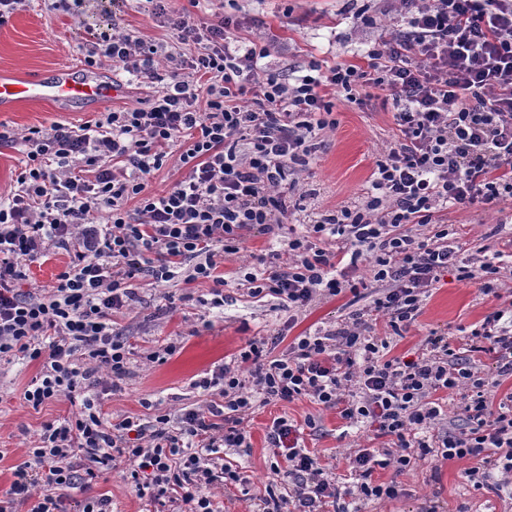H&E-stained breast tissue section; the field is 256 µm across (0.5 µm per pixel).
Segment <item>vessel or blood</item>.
<instances>
[{
	"label": "vessel or blood",
	"instance_id": "b4317fda",
	"mask_svg": "<svg viewBox=\"0 0 512 512\" xmlns=\"http://www.w3.org/2000/svg\"><path fill=\"white\" fill-rule=\"evenodd\" d=\"M117 77H103L93 69L61 66L38 78L0 77V111L21 103L50 102L64 110L79 109L87 103L112 101L123 89Z\"/></svg>",
	"mask_w": 512,
	"mask_h": 512
}]
</instances>
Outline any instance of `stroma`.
Instances as JSON below:
<instances>
[{
  "mask_svg": "<svg viewBox=\"0 0 512 512\" xmlns=\"http://www.w3.org/2000/svg\"><path fill=\"white\" fill-rule=\"evenodd\" d=\"M176 10H189L195 23L224 13L232 16L237 36L268 44L270 54L262 64L284 78L307 74L311 63L331 65L346 62L366 66L369 42L387 38L395 29L396 0H201L191 6L189 0H172ZM120 29L135 32L146 40L170 43L169 28L148 16L143 5L129 0L116 17ZM105 20L94 8L73 13L51 10L48 0H29L0 27V74L37 76L70 63H82L86 44L96 26ZM99 109L81 112H57L42 104H24L0 112V122L18 130L47 127L51 123L79 125L99 117ZM335 129L326 131L327 146L305 171L297 175L298 189L315 191L307 200L311 209H331L338 204L361 200L370 186L375 160L396 131L391 106L383 102L381 91H373L363 104H337ZM305 212L286 218L283 229L263 235H246L241 254L224 262V306L209 309L200 306L197 296L207 294L205 283L182 281L156 285L151 279L135 282L140 303L115 316L114 327L126 337L133 355L130 374L118 390H105L99 396L106 419L126 416L142 421L156 415L178 417L190 409H207L210 398L192 387L194 380L211 376L219 365L233 360L252 338L277 335L288 338L318 329H331L347 320L348 295L320 299L303 311L279 306L277 299L251 297L241 279L256 267L259 258L283 247L289 229L305 220ZM462 246L461 255L479 262L483 245L503 253L500 297L482 294L474 281H462L456 270H449L426 297L415 326L393 342V355H409L420 349L430 330L458 336L461 328H473L494 309L512 303V207L478 205L448 209ZM501 225L497 236H489L493 225ZM192 301H184L185 293ZM165 341L180 342V350L163 363L146 361L147 351ZM41 364L15 358L0 361V493L6 491L16 465L28 458L38 443L44 424L70 416L75 410L67 397L32 407L24 397L25 389L38 377ZM283 416L303 429L306 448L314 452L327 472L337 479L349 478L348 458L360 448L370 447V431L363 426H347L337 409L318 405L302 397L290 402H273L255 408L244 427L250 445L227 450L225 457L237 461L244 480L224 489V512H252L258 498L266 493L274 457L266 442L267 428L273 418ZM314 428H307V420ZM467 460H422L405 473L394 469L376 470L378 482L396 481L404 494L394 500L365 501L360 512H424L431 501H439L449 512L466 507L468 512H512V493L496 487L474 488L465 471ZM88 497H106L112 512H149L148 499L138 497L121 469L104 473L87 487L70 490L66 506L74 512L77 501Z\"/></svg>",
  "mask_w": 512,
  "mask_h": 512,
  "instance_id": "35a3bbf8",
  "label": "stroma"
}]
</instances>
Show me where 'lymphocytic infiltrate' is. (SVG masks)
Listing matches in <instances>:
<instances>
[{
	"mask_svg": "<svg viewBox=\"0 0 512 512\" xmlns=\"http://www.w3.org/2000/svg\"><path fill=\"white\" fill-rule=\"evenodd\" d=\"M150 2L195 54L115 30L94 34L84 57L89 67L105 59L122 66L145 97L79 126L20 133L0 123V146L26 154L14 193L0 199V359L40 362L24 393L32 407L62 395L80 404L74 417L43 425L0 495V512H66L64 490L117 463L156 512H224L211 489L241 473L217 453L246 447L243 422L254 404L302 396L387 444L355 451L358 480L344 488L301 445L297 426L275 418L267 431L272 489L255 512H350L353 499H394L398 485L373 481V472L402 473L426 458L475 460L467 476L477 488L512 474V393L492 403L472 359L491 355L496 376L512 377V306L487 314L461 342L433 330L412 358L390 354L392 338L409 331L449 268L497 293L494 262L458 265L448 229L429 241L415 229L437 225L450 208L512 202V0H400L405 26L370 46L367 67L339 63L292 83L258 72L267 46L239 39L229 18L198 25L189 13L169 12L166 0ZM369 88L384 92L396 133L375 161L367 196L318 213L289 235L285 254L244 280L250 295L297 310L346 292L357 302L381 285L370 306L336 329L295 337L282 354L266 339L247 341L233 362L196 380L220 396L207 411H186L175 423L165 415L106 421L91 393L129 372L130 348L112 318L138 302L135 279L208 281L207 307H223L218 267L239 253L245 232L272 233L304 211L290 175L323 149L319 133L335 127L337 101L361 103ZM173 147L187 175L149 192L148 176ZM52 248L69 252L70 263L43 293L22 291L29 265ZM364 257L369 273L360 277ZM379 316L381 337L371 333ZM456 391L463 428L434 432L442 393ZM40 486L47 492L39 496Z\"/></svg>",
	"mask_w": 512,
	"mask_h": 512,
	"instance_id": "lymphocytic-infiltrate-1",
	"label": "lymphocytic infiltrate"
}]
</instances>
